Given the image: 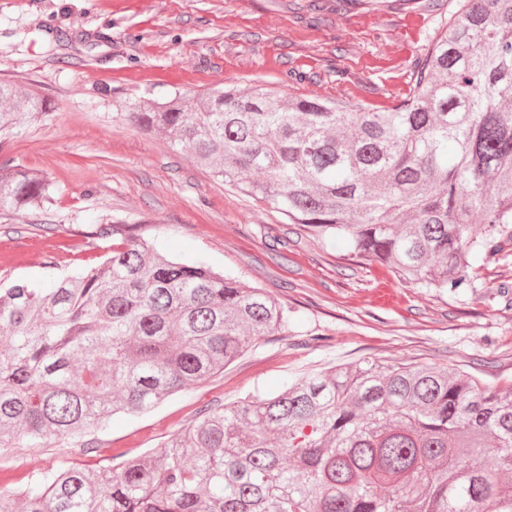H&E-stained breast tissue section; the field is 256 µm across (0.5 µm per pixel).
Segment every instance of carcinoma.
<instances>
[{
	"label": "carcinoma",
	"mask_w": 512,
	"mask_h": 512,
	"mask_svg": "<svg viewBox=\"0 0 512 512\" xmlns=\"http://www.w3.org/2000/svg\"><path fill=\"white\" fill-rule=\"evenodd\" d=\"M44 111L37 93L0 81V131ZM119 116L420 288H474V263L512 241V0H461L392 107L228 85ZM50 200L46 178L0 167V211ZM97 231L121 237L100 264L0 287V448L89 456L111 416L148 412L288 332V308L266 291L169 260L122 225ZM18 505L512 512V388L429 366L337 367L210 411L109 468L72 464L0 489V512Z\"/></svg>",
	"instance_id": "cac0c4a2"
}]
</instances>
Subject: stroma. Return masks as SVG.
<instances>
[{"label": "stroma", "mask_w": 512, "mask_h": 512, "mask_svg": "<svg viewBox=\"0 0 512 512\" xmlns=\"http://www.w3.org/2000/svg\"><path fill=\"white\" fill-rule=\"evenodd\" d=\"M459 0H0V80L48 109L0 135V162L45 176L52 201L0 212V280L43 279L97 263L125 224L163 255L202 260L274 295L288 332L259 341L199 387L150 412L118 414L72 448H1L0 486L72 463L107 464L160 447L200 413L303 376L367 361L443 367L512 386V243L476 263L473 291L450 295L349 260L331 243L257 203L193 154L119 120L129 104L234 84L382 106Z\"/></svg>", "instance_id": "stroma-1"}]
</instances>
